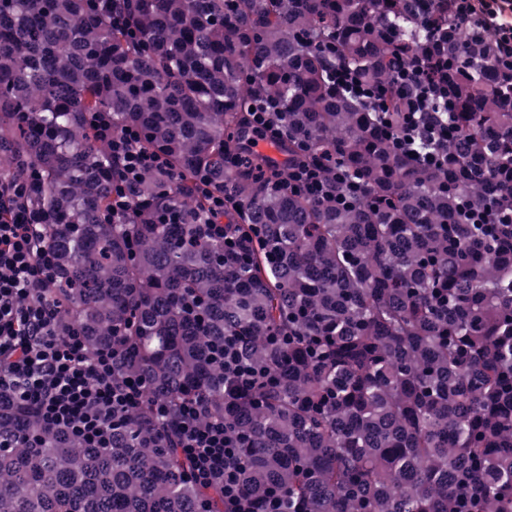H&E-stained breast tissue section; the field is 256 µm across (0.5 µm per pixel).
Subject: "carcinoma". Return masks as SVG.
<instances>
[{"label":"carcinoma","instance_id":"obj_1","mask_svg":"<svg viewBox=\"0 0 512 512\" xmlns=\"http://www.w3.org/2000/svg\"><path fill=\"white\" fill-rule=\"evenodd\" d=\"M457 3L124 0L131 42L90 0H0V157L41 174L52 298L89 351H119L117 377L145 381L110 448L0 402V512H220L152 414L195 398L243 439L256 501L512 512V60ZM400 61L444 75L428 107L447 142L399 144ZM256 90L288 159L348 172L355 202L246 175L281 173L248 145ZM97 112L168 161L115 223ZM206 178L246 214L229 229L251 236L246 267L202 227ZM226 335L267 374L251 390L212 363Z\"/></svg>","mask_w":512,"mask_h":512}]
</instances>
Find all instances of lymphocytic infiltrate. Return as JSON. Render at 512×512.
Wrapping results in <instances>:
<instances>
[{
	"mask_svg": "<svg viewBox=\"0 0 512 512\" xmlns=\"http://www.w3.org/2000/svg\"><path fill=\"white\" fill-rule=\"evenodd\" d=\"M466 2L497 43L512 50V0ZM420 75L419 68L408 66L402 76L411 130L420 137L446 139V129L434 122L424 102ZM94 126L112 158L115 175L108 199L114 215L120 216L129 209L138 178L166 170L167 160L141 148L136 128L112 133L108 114H95ZM326 172L325 164L313 160L292 166L279 185L286 192L323 197L331 194L337 180L345 182L350 195L359 193L354 179L340 173L331 181ZM40 183V174L28 167L0 177V396L32 409L46 429L65 432L90 448H108L113 415L138 406L145 383L137 377L115 379V348L88 352L79 330L62 328L60 306L49 297L58 278L57 260L44 242L42 216L31 203ZM195 191L206 201L210 236L223 240L225 254L234 261H248V252L224 229L223 194L207 181L196 184ZM214 358L235 389H247L260 376L236 337H225ZM154 413L161 423H175L179 452L188 463L191 480L220 491L224 512H286L279 494H270L260 506L249 499L240 482L244 466L240 441L228 435L223 421L204 419L201 403L174 413L159 402Z\"/></svg>",
	"mask_w": 512,
	"mask_h": 512,
	"instance_id": "1",
	"label": "lymphocytic infiltrate"
}]
</instances>
